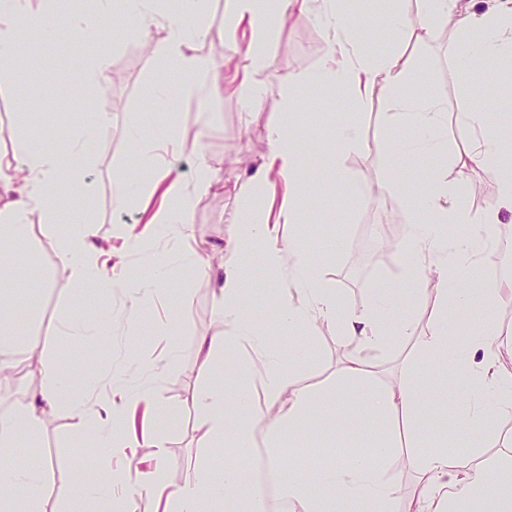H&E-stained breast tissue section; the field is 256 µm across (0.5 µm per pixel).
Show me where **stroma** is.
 <instances>
[{
    "label": "stroma",
    "instance_id": "obj_1",
    "mask_svg": "<svg viewBox=\"0 0 512 512\" xmlns=\"http://www.w3.org/2000/svg\"><path fill=\"white\" fill-rule=\"evenodd\" d=\"M225 2L208 0L205 32L191 47L192 53L209 58L218 67L228 58L238 65L245 62L243 54L232 50L224 26ZM388 8L387 0H360L354 24L365 41H376L378 52L399 49L411 56L416 76L405 86L410 99L426 98L437 88L445 90L449 144L460 145L469 139L462 115L476 102L512 114V95L501 96L498 88L485 86L481 79H464L462 69L454 64V21L441 22L430 36L418 38L416 0H399L407 28L401 42L395 43L383 33ZM65 33L64 51L41 59L36 68L37 84H29L20 66L29 56L22 45L6 61L14 75L13 85H0V157L51 152L60 167L82 172L80 188L62 200L56 223H34L24 242L0 251L6 264L28 271L27 277L15 278L8 307L24 331L40 336L54 367L77 370L80 379L102 375L112 367L133 376L143 367L163 366L159 393L178 414L165 432L163 464L171 475L191 476L209 461L203 418L190 408L202 386L221 383L231 404L240 391L249 393L254 403L263 401L246 352H219L206 372L200 368L196 346L201 334L224 333L214 293L224 265L235 257L229 218L237 205L236 189L256 172H267L274 207L287 203L290 195L300 196L301 223L282 225L280 235L311 252L338 296L355 302L373 296L383 284H395L414 293L411 309L417 315L419 333L430 330L435 305L432 283L405 276L413 260L406 244L413 217L402 187L408 174L416 183L426 182L430 163L391 152L395 139L412 137L411 127L387 123L381 99L352 111L342 107L334 87L301 85L295 90L302 104L300 121L293 130L300 151L296 180L285 185L276 172L266 169L272 150L267 127L288 120L279 94L280 79L318 67L328 52L317 13H296L284 19L271 46L274 67L258 76L267 94L251 108L231 82L225 83L222 93L205 99L184 93L182 75L153 52L154 44L167 36L164 28L139 33L118 26L94 41L70 27ZM99 55L104 56L106 68L101 84L94 86L85 80V66ZM104 110L111 114V126L92 145L90 159H83L72 148L74 134L79 125ZM344 121L359 125L368 150L337 156L336 127ZM134 127L147 140L157 139L162 132L175 136L178 148L165 160L184 181H191L202 159L218 158L224 165L218 185L194 204L191 238L179 243L163 235L145 255L128 259L123 252L124 232L143 230L150 212L161 204L156 197L147 204L134 197L121 206L113 203L115 181L139 184L153 175L151 169L132 161L127 133ZM340 165L367 182L362 195L350 199L345 189L337 187L335 171ZM79 224L94 225L97 242L111 250L113 262H129L141 277L169 267L168 292L148 296L134 307L121 294L77 285L57 258V244ZM239 260L244 271L243 304L270 344L284 350L291 333L277 321L271 305L285 276L280 273L265 281L252 278L253 258ZM97 310L112 313L111 321L101 322L97 334L82 339L66 335V323L81 322ZM310 334L315 339L314 357L299 384L334 387L341 362L336 331L320 324ZM71 423L67 409L58 407L34 444L26 448L29 455L52 463L41 489L45 512H68L70 479L76 468H90L99 481L115 467L127 466L140 473L148 470L147 463L133 456L117 457L94 446L73 450Z\"/></svg>",
    "mask_w": 512,
    "mask_h": 512
}]
</instances>
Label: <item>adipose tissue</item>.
Here are the masks:
<instances>
[{
    "mask_svg": "<svg viewBox=\"0 0 512 512\" xmlns=\"http://www.w3.org/2000/svg\"><path fill=\"white\" fill-rule=\"evenodd\" d=\"M313 1L278 0L273 10L264 0H231L225 26L230 33L241 32L247 37V63L238 86L245 91L248 103H258L264 94L255 76L272 65L269 47L279 22L285 14L310 11ZM317 1L321 3L329 53L314 70L281 80L287 112H299L293 92L302 84L334 86L356 107L379 96L386 102L389 122L405 121L414 129L411 139L398 143L399 152L448 155L447 166L430 171L408 237L416 253L417 271L437 275L443 283L433 310V327L418 335L416 317L401 313L400 290L393 285L382 286L361 303H341L311 256L280 237V225L298 221L296 203H289L276 219H269L263 206L267 194L264 181L242 184L238 195L244 206L230 218L237 226L235 244L244 250L259 247L270 270H289L290 279L276 297L282 322L292 327L322 323L335 328L346 350L336 371V399L343 410L336 427L353 436L363 450L344 461H314L306 468L285 460L280 441L299 440L323 395L297 384L299 373L308 364V337H299L283 357L270 351L265 337L252 326L240 302L242 268L237 264L225 267L215 293L225 334L198 336L197 346L206 363L218 348L244 350L254 363L264 403L256 407L240 399L235 405L238 420L233 423L224 413L223 388H202L194 407L204 416V435L212 446L227 442L238 454H261L275 477L276 496L287 512H351L352 505L361 502L371 505L372 512H512V493L502 496L497 492L501 485H512V456L484 451L502 416L512 415V370L501 363L502 328L487 319L461 341L456 324L448 319L452 305L467 307L477 302L495 309L512 300V285L471 287L466 272L481 248L492 242L497 224L504 216H512V158L501 151L507 128L495 123L483 106H473L464 114L469 140L463 147L449 148L445 94L437 91L424 101L410 102L404 96L405 84L413 74L410 57L401 52H369L355 33L343 0ZM202 2L185 0L183 12L174 15L165 8L164 0H97L96 18L108 21L117 12L141 31L154 26L166 28L168 37L158 46V56L188 76L187 93L204 88L214 93L220 88L222 74L210 61L189 52L203 33L198 23L203 16ZM422 3L420 37L430 36L435 20L454 19L458 30L454 59L459 67L476 74L491 61L512 59V0ZM21 18L46 35L57 26L52 15L31 12L28 0H6L0 8L1 56L14 54ZM217 167L215 161H202L189 184L159 172L169 204L153 216V223L175 235L189 236L193 202L212 189ZM470 170L484 171L497 183L494 202L478 213L473 212L462 191V177ZM57 181V162L52 155L26 154L0 161V193L11 198L0 209V244L23 239L33 216L55 223L58 211L51 189ZM455 224L472 225L470 237L450 239L448 228ZM95 235L92 225L83 224L60 243L59 260L77 284L115 289L134 303L162 292L167 281L163 269L149 282L127 270L101 277ZM409 341L415 344L419 363L410 364L400 381L384 383L375 378L368 369L369 356ZM26 346L29 359L42 363L44 370L40 387L29 389L12 410L0 415V512H16V492L21 488L27 492L26 512H42V467L20 468L8 465L7 460L19 441L36 436L49 410L67 405L74 419L73 441L89 439L116 455L127 446L117 427L129 405L145 402L152 405L156 420L174 418L159 394V368L129 378L117 371L108 372L76 395L72 392L73 371L46 365L39 337H30ZM423 362L449 372L465 369L471 379L468 389L459 391L449 382L436 391L425 390L419 368ZM448 411L460 416L454 439L447 431L429 426L433 416ZM149 446L156 465L146 480L147 497L163 500L162 512H222L227 502L239 498L245 499L246 512H265L260 490H243L232 460H225L220 467L212 463L200 467L191 478L175 483L161 464L164 435L155 433ZM411 448L416 451V487L404 496L398 494L388 473ZM133 484L126 467L114 468L103 482L76 475L71 480V503L77 512L87 507L94 512H125Z\"/></svg>",
    "mask_w": 512,
    "mask_h": 512,
    "instance_id": "obj_1",
    "label": "adipose tissue"
}]
</instances>
